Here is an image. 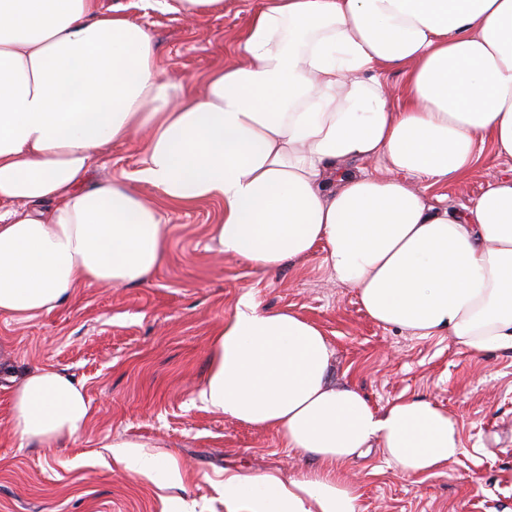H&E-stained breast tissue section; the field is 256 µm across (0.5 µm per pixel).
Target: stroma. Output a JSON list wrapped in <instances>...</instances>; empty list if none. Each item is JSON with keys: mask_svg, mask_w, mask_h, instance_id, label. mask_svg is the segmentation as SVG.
<instances>
[{"mask_svg": "<svg viewBox=\"0 0 512 512\" xmlns=\"http://www.w3.org/2000/svg\"><path fill=\"white\" fill-rule=\"evenodd\" d=\"M123 2L153 36L166 74L179 80L232 60L255 4L224 0L189 23L155 11L151 0ZM142 155L136 140L107 146L91 178L132 175ZM486 182L481 166L460 184L417 186L436 205L457 208ZM220 214L216 202L168 207L167 261L145 285L82 287L36 318L0 316V512H225V468L287 476L306 468L275 432L198 406L209 339L247 292L321 327L335 350L337 382L373 405L420 395L458 422L462 453L421 482L389 468L376 450L353 462L347 478L362 512H512V353L473 357L454 337L377 325L354 289L329 278L323 250L271 273L220 255L211 235ZM44 365L79 382L92 409L84 431L50 448L21 442L9 422L14 380ZM122 440L175 459L181 483L126 471L111 450Z\"/></svg>", "mask_w": 512, "mask_h": 512, "instance_id": "35a3bbf8", "label": "stroma"}]
</instances>
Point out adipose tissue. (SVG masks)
Instances as JSON below:
<instances>
[{"label":"adipose tissue","instance_id":"ef3b65f1","mask_svg":"<svg viewBox=\"0 0 512 512\" xmlns=\"http://www.w3.org/2000/svg\"><path fill=\"white\" fill-rule=\"evenodd\" d=\"M238 51L201 83L174 80L123 7L0 0V315L146 283L168 256L163 204L215 201L221 254L275 271L321 245L378 325L448 334L474 357L512 351V173L458 210L409 183L512 162V0H258ZM141 132L133 177L87 185L104 147ZM333 365L317 325L250 292L215 330L202 408L314 462L288 477L225 469V512H361L343 472L369 449L414 481L458 457L459 424L434 402L375 407ZM91 416L51 366L11 392L23 441L53 446ZM114 457L179 475L137 441Z\"/></svg>","mask_w":512,"mask_h":512}]
</instances>
